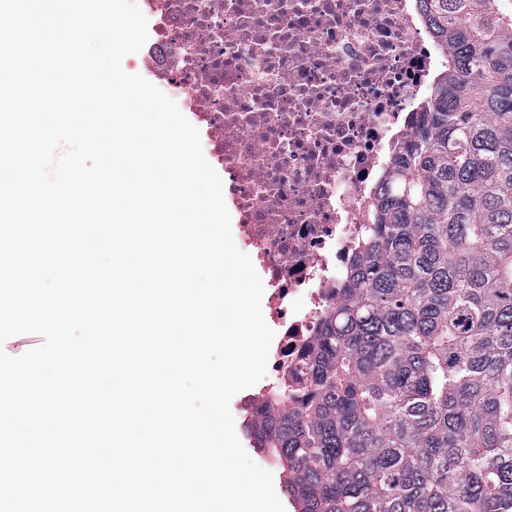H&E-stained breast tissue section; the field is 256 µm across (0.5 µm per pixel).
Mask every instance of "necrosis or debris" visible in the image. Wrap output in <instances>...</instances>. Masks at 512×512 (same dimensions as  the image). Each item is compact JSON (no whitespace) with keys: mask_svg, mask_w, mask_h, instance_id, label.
<instances>
[{"mask_svg":"<svg viewBox=\"0 0 512 512\" xmlns=\"http://www.w3.org/2000/svg\"><path fill=\"white\" fill-rule=\"evenodd\" d=\"M157 73L212 134L241 245L270 290L268 376L297 357L353 255L366 197L441 63L418 0H138Z\"/></svg>","mask_w":512,"mask_h":512,"instance_id":"1","label":"necrosis or debris"}]
</instances>
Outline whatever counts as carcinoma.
<instances>
[{
    "mask_svg": "<svg viewBox=\"0 0 512 512\" xmlns=\"http://www.w3.org/2000/svg\"><path fill=\"white\" fill-rule=\"evenodd\" d=\"M423 3L445 70L300 357L246 410L293 512H512V19Z\"/></svg>",
    "mask_w": 512,
    "mask_h": 512,
    "instance_id": "cac0c4a2",
    "label": "carcinoma"
}]
</instances>
